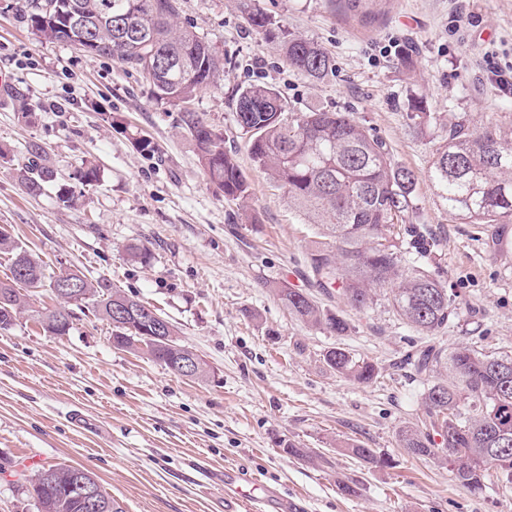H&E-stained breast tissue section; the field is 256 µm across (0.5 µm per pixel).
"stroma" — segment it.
Listing matches in <instances>:
<instances>
[{"label":"stroma","instance_id":"1","mask_svg":"<svg viewBox=\"0 0 512 512\" xmlns=\"http://www.w3.org/2000/svg\"><path fill=\"white\" fill-rule=\"evenodd\" d=\"M18 3L0 0V227L48 270L75 268L150 304L212 374L183 378L113 347L111 324L84 308L67 335H48L33 313L55 298L40 289L0 331V512H35L28 479L62 461L93 472L124 512H224L228 468L302 512H512L496 476L471 492L447 466L400 447L399 429L425 418L422 383L402 358L427 339L385 295L357 310L316 287L308 249L320 229L256 169L234 103L239 89L267 85L292 113L349 112L383 139L418 177L411 221L436 238L426 264L454 300L436 345L481 336L488 350L512 351V227L503 248H489L491 227L461 223L428 177L449 123L512 115V93L481 68L488 50L512 57V0H381L365 20L325 0H181V23L224 58L192 107L245 172L244 206L208 183L178 109L117 59L40 41ZM251 8L319 44L332 74L315 81L289 66L278 38L249 26ZM50 100L64 111H44ZM417 100L435 115L430 131L409 118ZM139 132L150 150L135 146ZM34 144L56 173L37 196L15 171ZM88 160L99 179L85 186L76 175ZM63 185L72 200L60 199ZM132 246L148 258L131 259ZM281 282L342 316L347 331L298 320L272 290ZM334 346L374 362L377 381L327 368ZM290 443L309 457L285 454ZM349 443L385 465L354 457ZM340 480L356 494H341Z\"/></svg>","mask_w":512,"mask_h":512}]
</instances>
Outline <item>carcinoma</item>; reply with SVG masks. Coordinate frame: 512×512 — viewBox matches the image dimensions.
<instances>
[{
  "instance_id": "obj_1",
  "label": "carcinoma",
  "mask_w": 512,
  "mask_h": 512,
  "mask_svg": "<svg viewBox=\"0 0 512 512\" xmlns=\"http://www.w3.org/2000/svg\"><path fill=\"white\" fill-rule=\"evenodd\" d=\"M32 32L45 43H63L89 57H114L138 73L156 100L182 112L211 183L233 200L245 201L250 184L224 135L198 112L188 109L197 93L213 85L224 68L215 49L190 25H180L181 0H22ZM248 24L272 33V20L252 11ZM288 64L314 80L333 72L330 56L318 44L279 30ZM236 124L246 136L249 154L267 177L284 189L288 201L321 226L308 258L320 284L337 288L342 299L363 309L379 291L386 292L406 325L424 336L444 330L453 302L437 275L423 265L404 263L403 255L423 258L436 241L421 224H409L415 209V172L392 164L385 142L348 112L312 110L286 115V105L268 86L254 85L235 96ZM31 195L54 179V170L31 160L17 168ZM429 178L448 211L465 224L512 223V118L480 126L466 121L448 125V138L432 154ZM0 255L11 277L0 281V330L10 329L29 308L26 292L73 282L79 303L92 307L113 324L112 345L137 351L140 333L112 319L110 305L129 302L155 309L103 280L92 281L77 269L47 272L36 255L0 228ZM273 292L302 322L338 336L346 321L316 305L298 290L277 284ZM71 302L37 312L44 332L66 335L57 312ZM323 361L339 375L362 384L378 377L376 365L342 347H332ZM445 365L447 374L424 390L425 429L404 426L400 447L415 457L448 464L455 482L471 491L482 489L489 472L501 470L512 485V354L485 350L478 341L457 344L445 352L427 346L414 354L417 373L428 376ZM440 441H435V438ZM73 466L65 462L45 471L54 479L42 489L30 486L36 512H77L64 494Z\"/></svg>"
}]
</instances>
